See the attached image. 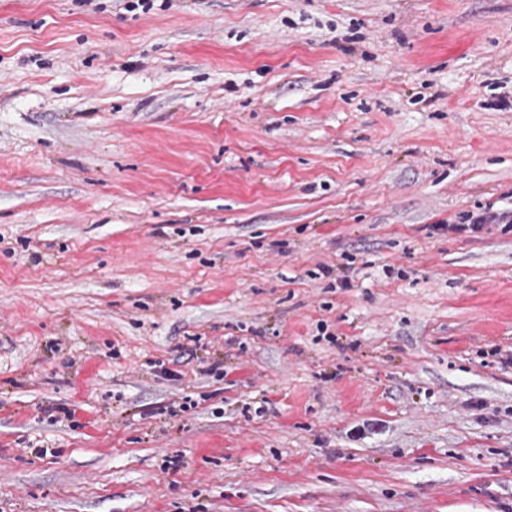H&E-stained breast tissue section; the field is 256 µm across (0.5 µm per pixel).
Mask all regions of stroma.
Masks as SVG:
<instances>
[{
    "label": "stroma",
    "instance_id": "stroma-1",
    "mask_svg": "<svg viewBox=\"0 0 512 512\" xmlns=\"http://www.w3.org/2000/svg\"><path fill=\"white\" fill-rule=\"evenodd\" d=\"M512 0H0V512H512ZM467 224H453L448 222V232L454 233H478L481 232L487 224H511L512 223V209L509 207H502L493 209V206H488L481 212L472 213L468 215Z\"/></svg>",
    "mask_w": 512,
    "mask_h": 512
}]
</instances>
